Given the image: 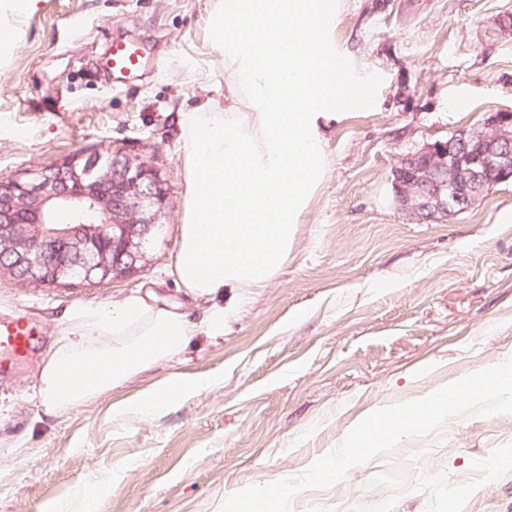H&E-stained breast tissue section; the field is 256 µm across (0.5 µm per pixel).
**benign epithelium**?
I'll use <instances>...</instances> for the list:
<instances>
[{"label":"benign epithelium","mask_w":512,"mask_h":512,"mask_svg":"<svg viewBox=\"0 0 512 512\" xmlns=\"http://www.w3.org/2000/svg\"><path fill=\"white\" fill-rule=\"evenodd\" d=\"M110 161L73 157L24 174L0 177V275L52 286L136 276L149 263L147 245L167 223L161 171L123 148ZM400 208L422 220L472 208L487 189L512 181V115L476 133L459 132L402 159L392 170ZM88 210L95 225L80 222ZM68 214L60 226L57 213Z\"/></svg>","instance_id":"benign-epithelium-1"}]
</instances>
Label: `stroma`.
Listing matches in <instances>:
<instances>
[{"label": "stroma", "instance_id": "35a3bbf8", "mask_svg": "<svg viewBox=\"0 0 512 512\" xmlns=\"http://www.w3.org/2000/svg\"><path fill=\"white\" fill-rule=\"evenodd\" d=\"M336 35L377 78L379 107L331 126L330 169L287 265L223 335L191 338L72 409L49 410L40 372L69 312L153 293L201 316L174 265L186 171L179 112L224 84L213 0H38L0 14V175L122 147L158 167L169 217L135 277L22 285L0 276V314L46 346L0 383V512H46L89 491L87 512H221L253 484L302 473L371 412L512 357V182L470 210L417 221L400 209L402 158L512 114V0H346ZM153 45L142 77L112 79V40ZM177 376L204 390L147 417L119 405ZM512 414L462 417L355 466L294 512H512ZM456 493H449V486Z\"/></svg>", "mask_w": 512, "mask_h": 512}]
</instances>
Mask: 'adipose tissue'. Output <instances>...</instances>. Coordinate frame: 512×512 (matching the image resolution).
Masks as SVG:
<instances>
[{
    "instance_id": "ef3b65f1",
    "label": "adipose tissue",
    "mask_w": 512,
    "mask_h": 512,
    "mask_svg": "<svg viewBox=\"0 0 512 512\" xmlns=\"http://www.w3.org/2000/svg\"><path fill=\"white\" fill-rule=\"evenodd\" d=\"M345 0H215L212 49L224 98L180 115L187 172L175 274L210 306L201 321L136 297L75 308L63 345L43 367L48 409L79 406L177 354L199 330L224 333L229 314L288 262L329 170L325 131L378 105L376 82L336 42ZM172 378L133 412L201 390Z\"/></svg>"
}]
</instances>
